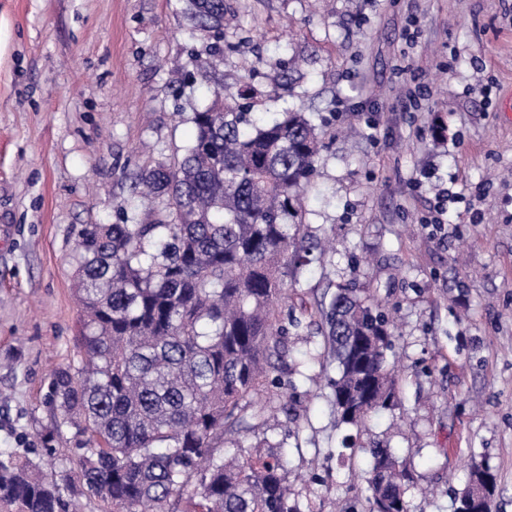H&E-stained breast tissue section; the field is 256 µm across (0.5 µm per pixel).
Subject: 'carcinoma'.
I'll return each mask as SVG.
<instances>
[{
    "instance_id": "1",
    "label": "carcinoma",
    "mask_w": 512,
    "mask_h": 512,
    "mask_svg": "<svg viewBox=\"0 0 512 512\" xmlns=\"http://www.w3.org/2000/svg\"><path fill=\"white\" fill-rule=\"evenodd\" d=\"M187 9L221 32L224 0H187ZM191 121L181 158L134 184L142 198H167L170 211L78 231L80 361L53 372L49 404L85 436L77 478L112 512H300L285 458L241 444L230 452L224 435L261 427L245 421L242 402L285 354L278 302L310 263L297 203L323 142L306 112L258 122L218 92ZM322 316L341 423L396 406L386 315L339 284ZM368 453L373 512H408V472L388 448ZM476 466L469 480L478 474L495 491L497 472ZM69 481L0 453V505L14 512H66L60 483Z\"/></svg>"
}]
</instances>
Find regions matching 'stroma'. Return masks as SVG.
<instances>
[{
    "label": "stroma",
    "instance_id": "35a3bbf8",
    "mask_svg": "<svg viewBox=\"0 0 512 512\" xmlns=\"http://www.w3.org/2000/svg\"><path fill=\"white\" fill-rule=\"evenodd\" d=\"M226 3L218 39L185 0H0V451L76 470L47 398L78 358L77 231L132 213L136 174L180 157L218 92L303 109L325 143L298 210L335 248L284 313L349 282L396 320L393 409L341 424L324 338L293 328L251 407L295 419L225 447L284 454L300 512H370L376 442L413 474L409 512H454L473 459L512 512V0Z\"/></svg>",
    "mask_w": 512,
    "mask_h": 512
}]
</instances>
